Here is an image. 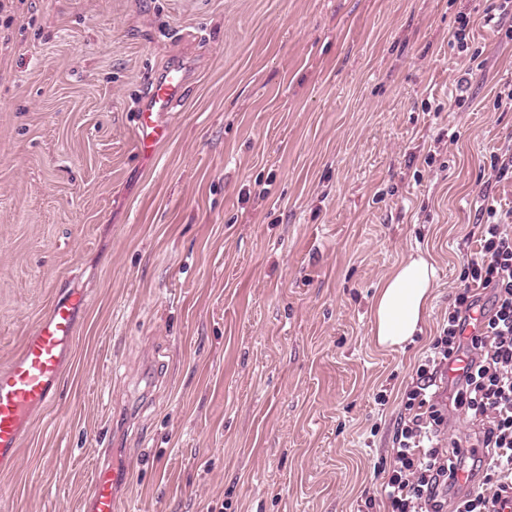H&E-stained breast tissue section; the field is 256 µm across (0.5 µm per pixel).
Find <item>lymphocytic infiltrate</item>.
Listing matches in <instances>:
<instances>
[{"instance_id":"f902f5d3","label":"lymphocytic infiltrate","mask_w":512,"mask_h":512,"mask_svg":"<svg viewBox=\"0 0 512 512\" xmlns=\"http://www.w3.org/2000/svg\"><path fill=\"white\" fill-rule=\"evenodd\" d=\"M483 212L488 220L478 227L479 253L465 264L464 286L402 395L392 465L380 490L387 512H504L512 503V224L497 220L494 205ZM487 288L493 296L483 329L463 338L469 312ZM463 358L469 371L456 399L479 426L480 453L469 461L458 448L441 446L445 417L431 393L437 373ZM468 462L483 469V482L449 501L448 487Z\"/></svg>"}]
</instances>
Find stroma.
Masks as SVG:
<instances>
[{"label":"stroma","mask_w":512,"mask_h":512,"mask_svg":"<svg viewBox=\"0 0 512 512\" xmlns=\"http://www.w3.org/2000/svg\"><path fill=\"white\" fill-rule=\"evenodd\" d=\"M511 27L499 0H6L0 367L58 296L86 304L0 512H86L100 463L130 471L123 512H380L478 201L512 208ZM174 63L146 161L135 107ZM417 249L423 330L381 348L376 289ZM187 89L183 70L172 66L153 81L147 97L136 112L137 149L143 159L154 157L157 147L170 132L166 117L185 96Z\"/></svg>","instance_id":"1"}]
</instances>
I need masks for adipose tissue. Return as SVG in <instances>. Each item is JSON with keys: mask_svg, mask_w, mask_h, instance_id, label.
<instances>
[{"mask_svg": "<svg viewBox=\"0 0 512 512\" xmlns=\"http://www.w3.org/2000/svg\"><path fill=\"white\" fill-rule=\"evenodd\" d=\"M437 270L423 254L396 265L378 287L372 307L371 333L378 346H404L425 321Z\"/></svg>", "mask_w": 512, "mask_h": 512, "instance_id": "ef3b65f1", "label": "adipose tissue"}]
</instances>
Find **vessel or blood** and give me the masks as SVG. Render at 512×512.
<instances>
[{
	"mask_svg": "<svg viewBox=\"0 0 512 512\" xmlns=\"http://www.w3.org/2000/svg\"><path fill=\"white\" fill-rule=\"evenodd\" d=\"M186 78L173 66L154 80L136 112L137 149L143 159L154 157L170 132L166 121L185 96ZM84 300L77 294L59 296L48 315L27 336L20 353L0 369V470L18 462L20 429L32 411L54 403L60 383L63 348L75 330V312ZM128 479L126 469L99 467L87 497L88 512H119L117 489Z\"/></svg>",
	"mask_w": 512,
	"mask_h": 512,
	"instance_id": "b4317fda",
	"label": "vessel or blood"
}]
</instances>
